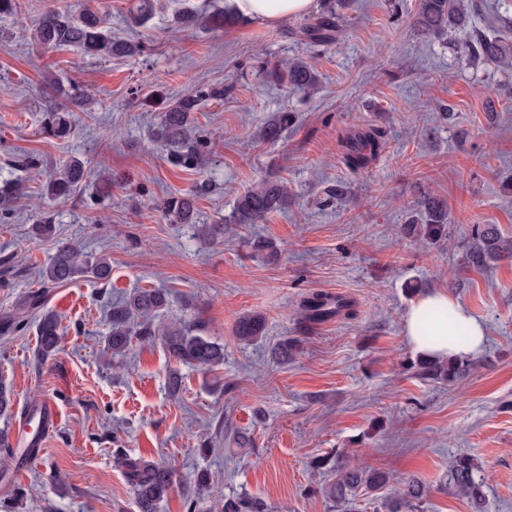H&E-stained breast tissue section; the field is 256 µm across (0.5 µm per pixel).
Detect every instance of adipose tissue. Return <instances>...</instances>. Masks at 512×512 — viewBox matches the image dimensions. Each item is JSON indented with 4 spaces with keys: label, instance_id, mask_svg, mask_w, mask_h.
<instances>
[{
    "label": "adipose tissue",
    "instance_id": "obj_1",
    "mask_svg": "<svg viewBox=\"0 0 512 512\" xmlns=\"http://www.w3.org/2000/svg\"><path fill=\"white\" fill-rule=\"evenodd\" d=\"M229 12L242 23L279 24L316 8V0H228ZM432 309L447 310L451 324L424 330L423 316ZM403 334L410 348L420 355L445 358L469 357L482 352L486 327L452 295L426 293L411 302L403 320Z\"/></svg>",
    "mask_w": 512,
    "mask_h": 512
}]
</instances>
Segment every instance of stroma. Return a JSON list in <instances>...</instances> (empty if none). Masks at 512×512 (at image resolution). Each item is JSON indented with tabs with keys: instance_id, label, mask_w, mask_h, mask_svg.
<instances>
[{
	"instance_id": "1",
	"label": "stroma",
	"mask_w": 512,
	"mask_h": 512,
	"mask_svg": "<svg viewBox=\"0 0 512 512\" xmlns=\"http://www.w3.org/2000/svg\"><path fill=\"white\" fill-rule=\"evenodd\" d=\"M224 2L157 0L137 27L134 0H19L29 21L51 7H97L113 35L150 46L110 60L37 50L12 20H0V183L26 187L11 222L0 224V319L27 323L0 335V375L15 409L37 397L60 410L19 482L27 495L18 512H138L113 463L117 448L175 466L180 487L159 512H186L192 492L201 512L244 493L272 512H383L380 494L363 488L341 505L327 498L334 471L311 467L322 455L385 472L395 485L418 477L425 496L417 512H472L446 486L461 453L481 466L485 512H512V257L485 269L460 260L472 225L512 236V70L458 54L473 32L491 35L498 19H512V0H475L467 25L442 42L414 32L418 0H349L336 41L324 48L297 40L294 19L216 31L178 21L185 8ZM297 57L317 72L315 89L268 76ZM50 74L95 99L91 111L74 110L66 139L41 131ZM211 87L223 98L194 114L208 153L196 168L175 167L154 136L159 115L167 99ZM281 111L294 113L295 124L278 142L257 140ZM366 128L382 133L383 147L354 171L340 143ZM31 155L41 168L24 165ZM73 156L90 160L92 177L75 197L51 198L46 171ZM265 177L286 184L287 207L256 224L233 223L237 198ZM203 180L215 189L199 200L198 221L224 220L216 243L156 208ZM424 193L440 197L450 218L434 245L405 231ZM47 214L54 234L35 236ZM256 239L273 242L278 257L254 252ZM62 240L107 256L110 279L85 274L43 286L39 272ZM411 279L452 294L486 327L485 348L455 383L419 379L409 367L416 354L402 320ZM136 288L168 292L163 322L202 320L224 346L223 366L180 364L157 341L107 355L105 311ZM317 291L346 297L354 316L303 324L300 304ZM34 292L42 307L25 308ZM46 313L58 317L64 341L42 365L37 324ZM246 313L267 321L264 338L250 344L232 332ZM285 339L295 350L283 363L272 350ZM174 374L181 387L173 397ZM204 470L210 481L200 490Z\"/></svg>"
}]
</instances>
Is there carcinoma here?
<instances>
[{"instance_id":"1","label":"carcinoma","mask_w":512,"mask_h":512,"mask_svg":"<svg viewBox=\"0 0 512 512\" xmlns=\"http://www.w3.org/2000/svg\"><path fill=\"white\" fill-rule=\"evenodd\" d=\"M345 0H323L321 14L305 20L295 35L298 40L313 46L329 45L335 38L339 10ZM153 0H136L132 18L143 23L151 17ZM468 11L460 0H418L415 27L421 34L433 40L447 38L448 32L467 24ZM219 15L187 13L180 18L185 28L196 25L206 29L222 28L226 23ZM31 41L44 49L76 48L85 54L100 58L127 57L144 52L146 45L137 42L115 40L105 28L98 12L88 8L74 17L61 9H49L31 26ZM469 62H488L505 70L512 69V41L499 35L489 36L477 32L463 50ZM279 79L303 89L317 85L318 77L307 61L294 58L285 64ZM56 90L45 117V130L56 138H65L72 128L71 114L74 107L88 105V93L76 82L61 83L56 77H48ZM221 95L218 89L199 90L176 98L164 107L160 115L157 137L169 148L172 163L178 167L191 168L197 165L207 141L189 132L190 114L197 110L203 100ZM294 121L289 112H277L261 128L260 138L267 142L277 141ZM345 163L353 170L362 169L381 150L382 142L377 132L356 131L343 141ZM91 177L86 163L71 159L65 167L53 173L46 185V192L59 199H69ZM209 190V183H198L195 190L180 197H169L157 208L175 224H190L197 235L208 241L224 237V225L197 223L195 198ZM23 194L18 182H7L0 186V223L7 224L12 216V202ZM288 204V188L283 182L263 180L249 189L237 200L235 215L240 224H253L266 214L283 209ZM420 220L409 231L428 243H437L447 235L448 211L444 202L433 195H425L418 201ZM512 254V239L502 233L496 224H476L465 249L466 261L474 267H488L507 254ZM90 273L105 280L111 273L109 259L92 257L82 247L68 242L58 245L49 264L42 270L44 281L53 285L67 283L79 274ZM168 294L159 289L141 288L125 301L118 302L109 310L110 331L107 351L111 356H122L130 351L133 340L151 341L160 336L169 357L179 363L192 365L200 370H211L224 364V345L204 334L202 323L187 319L178 324L163 326L158 323L161 312L168 306ZM354 316L353 304L339 295L313 292L301 303V320L310 325L320 323L332 316ZM266 319L260 313L244 314L237 318L233 327L236 340L250 343L263 336ZM62 343L60 326L56 317L46 314L39 323V347L36 352L40 363H45ZM417 376L424 380L448 384L457 381L470 371V363L459 357L445 360L418 358L411 364ZM119 467L136 499L139 512H157L160 503L177 489L175 469L169 465L133 458L118 448L113 453ZM478 466L474 458L461 455L455 457L448 468V490L466 498L474 509L481 508L485 500L484 484L476 478ZM389 483L384 472L361 468L337 467L336 482L327 490L328 498L343 502L350 492L364 487L378 491ZM424 486L416 478L407 480L394 495L382 502L387 512H415L423 499ZM221 512H269L268 504L261 498L242 495L224 499Z\"/></svg>"}]
</instances>
